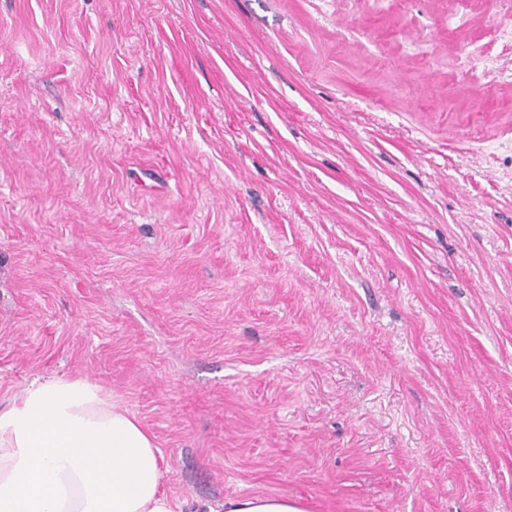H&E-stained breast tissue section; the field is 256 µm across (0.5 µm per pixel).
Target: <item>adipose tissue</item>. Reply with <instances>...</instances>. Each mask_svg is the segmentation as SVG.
I'll use <instances>...</instances> for the list:
<instances>
[{
    "mask_svg": "<svg viewBox=\"0 0 512 512\" xmlns=\"http://www.w3.org/2000/svg\"><path fill=\"white\" fill-rule=\"evenodd\" d=\"M0 512H178L152 436L86 378L53 376L0 410Z\"/></svg>",
    "mask_w": 512,
    "mask_h": 512,
    "instance_id": "1",
    "label": "adipose tissue"
}]
</instances>
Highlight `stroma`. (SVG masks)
I'll use <instances>...</instances> for the list:
<instances>
[{
    "mask_svg": "<svg viewBox=\"0 0 512 512\" xmlns=\"http://www.w3.org/2000/svg\"><path fill=\"white\" fill-rule=\"evenodd\" d=\"M512 0H0V409L81 376L180 512H512ZM225 512H304L296 505L275 497L256 496L227 504Z\"/></svg>",
    "mask_w": 512,
    "mask_h": 512,
    "instance_id": "obj_1",
    "label": "stroma"
}]
</instances>
